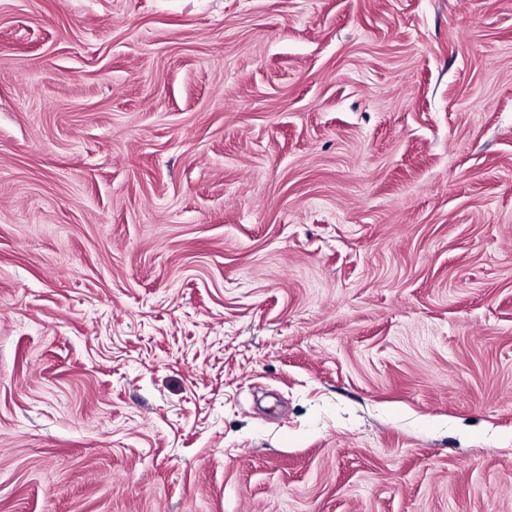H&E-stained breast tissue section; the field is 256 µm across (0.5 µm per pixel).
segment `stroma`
<instances>
[{
    "label": "stroma",
    "instance_id": "35a3bbf8",
    "mask_svg": "<svg viewBox=\"0 0 512 512\" xmlns=\"http://www.w3.org/2000/svg\"><path fill=\"white\" fill-rule=\"evenodd\" d=\"M0 512H512V0H0Z\"/></svg>",
    "mask_w": 512,
    "mask_h": 512
}]
</instances>
